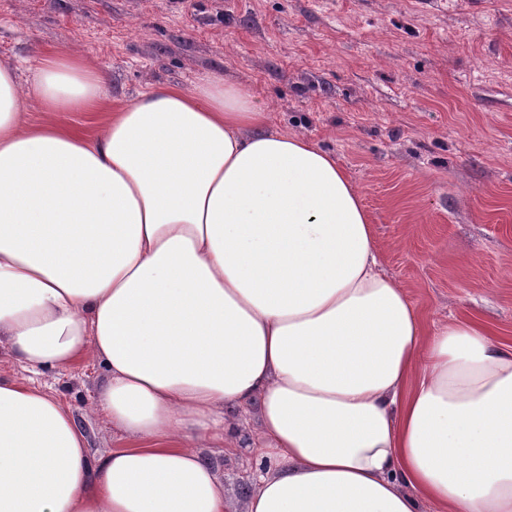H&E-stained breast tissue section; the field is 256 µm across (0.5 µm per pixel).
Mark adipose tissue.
Instances as JSON below:
<instances>
[{
  "instance_id": "obj_1",
  "label": "adipose tissue",
  "mask_w": 512,
  "mask_h": 512,
  "mask_svg": "<svg viewBox=\"0 0 512 512\" xmlns=\"http://www.w3.org/2000/svg\"><path fill=\"white\" fill-rule=\"evenodd\" d=\"M106 95L79 54L25 92L0 62V337L34 372L102 363L94 409L131 440L92 456L57 397L0 379V512H227L198 444L233 445L238 408L268 467L245 512H512V345L424 334L336 157L217 74L93 136L53 119Z\"/></svg>"
}]
</instances>
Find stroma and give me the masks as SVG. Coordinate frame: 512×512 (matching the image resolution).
<instances>
[{"label":"stroma","instance_id":"stroma-1","mask_svg":"<svg viewBox=\"0 0 512 512\" xmlns=\"http://www.w3.org/2000/svg\"><path fill=\"white\" fill-rule=\"evenodd\" d=\"M55 49L106 77L95 111L58 116L88 133L156 85L253 89L271 129L336 156L424 332L470 318L512 342V0H0L19 85ZM106 376L83 357L35 378L96 456L130 444L92 409ZM202 455L242 512L254 452Z\"/></svg>","mask_w":512,"mask_h":512}]
</instances>
